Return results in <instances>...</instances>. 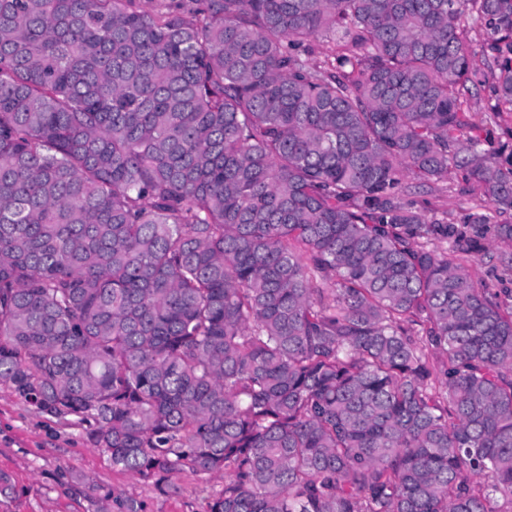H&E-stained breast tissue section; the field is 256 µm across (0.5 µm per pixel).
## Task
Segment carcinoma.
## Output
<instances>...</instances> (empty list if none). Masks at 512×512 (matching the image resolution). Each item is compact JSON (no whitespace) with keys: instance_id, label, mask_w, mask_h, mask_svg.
<instances>
[{"instance_id":"obj_1","label":"carcinoma","mask_w":512,"mask_h":512,"mask_svg":"<svg viewBox=\"0 0 512 512\" xmlns=\"http://www.w3.org/2000/svg\"><path fill=\"white\" fill-rule=\"evenodd\" d=\"M149 2L0 0V383L204 512H498L512 303L439 245L512 240V0ZM478 134L483 140V149L493 151L502 145H508L509 152L512 145V112H501L500 115L492 117ZM408 199L414 200L429 221L454 222L460 231H467L468 224L462 223L463 216L476 205L479 192L463 191L456 181H430L432 190L423 187L416 180L407 178Z\"/></svg>"}]
</instances>
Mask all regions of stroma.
I'll use <instances>...</instances> for the list:
<instances>
[{
	"instance_id": "1",
	"label": "stroma",
	"mask_w": 512,
	"mask_h": 512,
	"mask_svg": "<svg viewBox=\"0 0 512 512\" xmlns=\"http://www.w3.org/2000/svg\"><path fill=\"white\" fill-rule=\"evenodd\" d=\"M408 197L428 220L461 224L479 199L446 180L423 187L410 181ZM512 243L486 238L478 252L452 251L456 263L501 297L512 294V268L504 257ZM0 475L12 489L0 493V512H118L113 494L140 502L142 512H202L218 481L182 474V492L170 496L151 483L113 470L107 453L93 447L76 418L58 419L26 404L0 384Z\"/></svg>"
}]
</instances>
